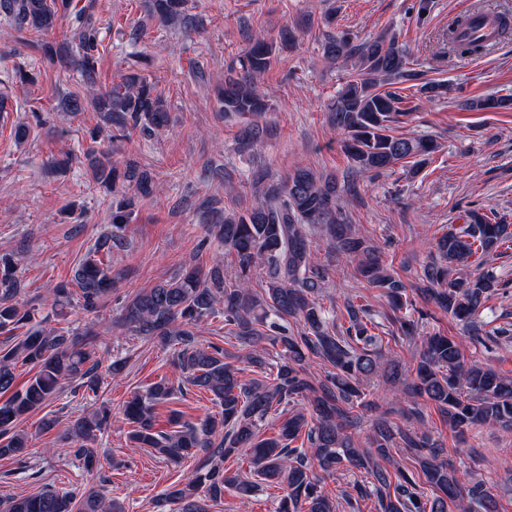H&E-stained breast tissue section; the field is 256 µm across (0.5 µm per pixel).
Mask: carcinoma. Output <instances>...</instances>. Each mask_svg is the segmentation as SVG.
Wrapping results in <instances>:
<instances>
[{
	"instance_id": "1",
	"label": "carcinoma",
	"mask_w": 512,
	"mask_h": 512,
	"mask_svg": "<svg viewBox=\"0 0 512 512\" xmlns=\"http://www.w3.org/2000/svg\"><path fill=\"white\" fill-rule=\"evenodd\" d=\"M147 18L176 25L186 31L199 27L197 15L186 0H148ZM0 15L14 27L18 39L48 63H68L81 76L83 91L71 92L66 111L91 107L111 128L112 137L124 138L134 128L158 130L170 123L169 105L155 84L137 66L152 62L150 55L129 52L127 69L109 88L99 84L98 0H0ZM66 22L62 40L54 37L60 21ZM460 19L448 28V51L456 56H477L494 43L464 40ZM311 24L305 19L282 26L276 36H257L224 76L223 111L240 118L239 145L248 149L262 144L266 127L258 121L272 109L259 90V80L278 56L293 50L298 33ZM324 59L347 73L336 98L328 106L329 121L344 138L342 148L357 172L380 175L395 166L410 167L414 174L438 149L431 137L390 134L393 116L401 114L404 99L383 86L416 80L409 53L393 35L354 41L346 33L330 34L321 44ZM445 84L430 80L417 85L418 100L435 101L445 95ZM468 111L512 107V97L469 98L460 102ZM99 129L90 132L85 154L91 159L92 179L116 197L112 203V231L102 235L74 271L70 282L54 288V305L71 304V288L78 289L81 308L95 314L112 295L114 276L105 261L112 248L122 245L123 227L133 220L137 200L155 191L154 177L137 161H112L100 147ZM254 204L245 211L226 214L213 205L201 210L200 220L224 249L235 254L237 281L224 279L216 264L202 271L191 267L181 274L128 298L119 319L137 336L164 347H176L174 365L182 382L212 394L221 418L201 422L181 420L171 409L173 429L158 427L157 408L170 402L174 387L162 378L143 394L135 393L124 406L130 425L129 442L150 448L175 463L195 455L198 462L185 481L168 487L166 501L176 512H208L230 490L240 498L252 496L267 482L280 485L284 494L276 512H337L336 497L324 490L327 477L341 469L358 470L365 481L354 485L358 498L376 499L381 512H499L496 499L481 484L468 485L446 457V448L424 427L423 411L409 412L416 427H401L381 415L373 425L369 447L361 448L350 428L365 401L368 385L377 377L395 387L405 385L440 412L459 439L476 438L485 428L512 434V375L488 365L465 360L462 342L434 331L422 337L416 365L408 370L393 359L383 360L381 326L372 310L348 301L347 324L325 317L318 297L328 273L312 263V242L306 227L325 226L330 248L356 263L355 274L369 287L382 291L392 315L388 323L403 336L417 332L418 321L401 279L385 265L381 249L357 234L343 207V196L355 186L321 178L307 167H297L282 180L255 174L250 181ZM464 224L450 227L435 241L436 257L423 270L427 282L421 293L440 310L468 326L470 339L483 347H509L512 325L481 335L478 317L486 303L505 286L484 258L502 247L512 248V226L497 215L476 208L464 213ZM267 269L263 293L252 289L251 274ZM25 284L12 254L0 255V333L25 329L8 336L0 346V457L23 460L29 437L19 429L31 412L46 406L68 381L97 393L105 377L121 375L127 359L104 363L97 335L88 329L74 332L46 327L48 317L36 319L37 310L24 300ZM224 317L227 334L242 354L215 344H199L195 329L209 318ZM294 321L296 328L289 326ZM277 350L269 362L268 348ZM323 366V375L311 376L309 360ZM29 365L35 373L19 389L16 369ZM284 415L278 431L262 437L260 423L271 411ZM108 422V412L95 410L78 418L70 432L74 455L84 466L96 464L93 447ZM306 442L296 446L299 438ZM247 454L252 469L243 475L224 467L231 456ZM402 453L412 461L407 467L395 461ZM0 512H125L123 504L94 487L80 493L43 487L39 492L5 503Z\"/></svg>"
}]
</instances>
